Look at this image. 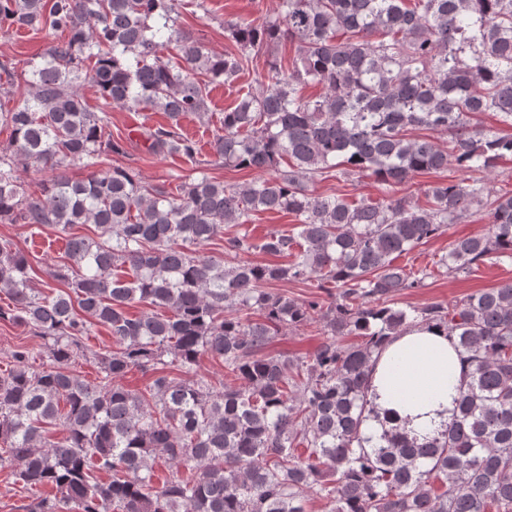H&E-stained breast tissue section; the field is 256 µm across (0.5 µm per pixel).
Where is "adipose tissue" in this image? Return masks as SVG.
I'll return each mask as SVG.
<instances>
[{
  "label": "adipose tissue",
  "mask_w": 512,
  "mask_h": 512,
  "mask_svg": "<svg viewBox=\"0 0 512 512\" xmlns=\"http://www.w3.org/2000/svg\"><path fill=\"white\" fill-rule=\"evenodd\" d=\"M462 380V365L448 336L412 328L394 337L372 373L369 398L376 412L362 428L383 433L388 412L406 423L409 436L436 434L452 419L453 399Z\"/></svg>",
  "instance_id": "ef3b65f1"
}]
</instances>
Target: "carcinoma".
Returning <instances> with one entry per match:
<instances>
[{
    "label": "carcinoma",
    "instance_id": "cac0c4a2",
    "mask_svg": "<svg viewBox=\"0 0 512 512\" xmlns=\"http://www.w3.org/2000/svg\"><path fill=\"white\" fill-rule=\"evenodd\" d=\"M182 0H0V32L54 38L17 72L0 63V107L11 131L0 150V223L51 227L66 240L67 289L32 287L33 266L0 237V321L40 338L47 362L8 354L0 373V468L51 496L20 512H512V281L454 303L401 307L433 271L395 260L443 235L472 209L485 232L448 244L435 267L468 274L512 260V194L487 178L428 188L423 208L389 194L351 204L314 190L318 180L372 176L385 188L448 169L492 173L512 157V134L473 122L493 112L512 129V0H279L274 19L228 21L240 47L215 54L178 23ZM296 44L291 68L268 58ZM176 50L181 63L163 57ZM267 71L238 91L211 141L215 161L251 169L226 185L204 171L179 193L130 167L69 177L100 155L126 154L107 109L146 103L165 124L142 127L147 150L190 161L199 154L181 119L210 124V85L237 81L254 60ZM103 100L89 109L82 90ZM303 84L321 87L305 98ZM414 130L450 137V151ZM21 160L51 176L30 192ZM286 212L296 231L256 243L257 212ZM93 224L95 239L71 233ZM220 257L204 246L223 233ZM287 256L257 264L256 251ZM310 280L331 301L299 300L267 285ZM134 304L151 307L138 315ZM161 308L164 313H157ZM317 323L323 339L302 358L270 355V340ZM95 325L115 348L95 354L98 377L70 370ZM442 331L466 365L454 416L421 440L396 424L382 441L362 435L375 356L393 336ZM360 342L343 344L342 337ZM224 362L238 384L198 377L199 359ZM137 369L145 392L121 380ZM63 432L48 440L50 428ZM168 474L155 485V466ZM109 472L101 482L96 472Z\"/></svg>",
    "mask_w": 512,
    "mask_h": 512
}]
</instances>
